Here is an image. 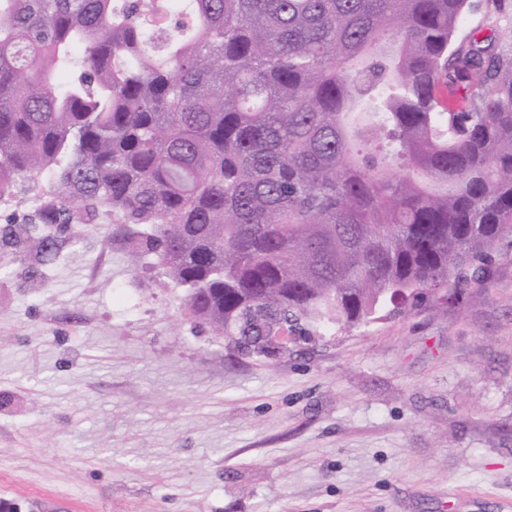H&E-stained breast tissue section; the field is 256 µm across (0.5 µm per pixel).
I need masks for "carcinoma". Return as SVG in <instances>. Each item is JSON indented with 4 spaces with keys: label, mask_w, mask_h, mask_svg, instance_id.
Wrapping results in <instances>:
<instances>
[{
    "label": "carcinoma",
    "mask_w": 512,
    "mask_h": 512,
    "mask_svg": "<svg viewBox=\"0 0 512 512\" xmlns=\"http://www.w3.org/2000/svg\"><path fill=\"white\" fill-rule=\"evenodd\" d=\"M471 0H0V249L112 216L245 353L488 284L512 238V31ZM467 105L443 106L441 87ZM476 6L471 11L465 20V23L460 32V39H465L466 36L473 30H478L477 37L484 38L487 36L496 35L508 27L512 26V9L499 15L498 19L490 15V6L487 5V0H472ZM49 181L45 175L35 176L22 181L17 189L16 196L8 204L0 206V225L8 219L16 217L18 220L34 214L42 194L47 190Z\"/></svg>",
    "instance_id": "1"
}]
</instances>
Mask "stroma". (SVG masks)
Here are the masks:
<instances>
[{
  "instance_id": "35a3bbf8",
  "label": "stroma",
  "mask_w": 512,
  "mask_h": 512,
  "mask_svg": "<svg viewBox=\"0 0 512 512\" xmlns=\"http://www.w3.org/2000/svg\"><path fill=\"white\" fill-rule=\"evenodd\" d=\"M22 181L0 225L33 215ZM512 245L459 302L244 355L112 233L0 252V503L20 512H498Z\"/></svg>"
}]
</instances>
